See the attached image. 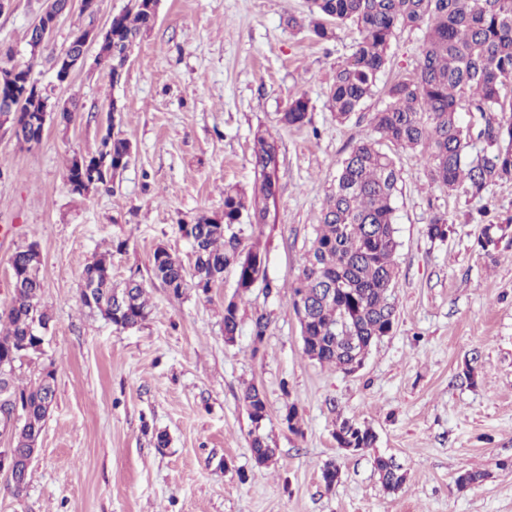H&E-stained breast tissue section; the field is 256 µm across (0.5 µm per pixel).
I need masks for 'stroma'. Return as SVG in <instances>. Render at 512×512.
Returning a JSON list of instances; mask_svg holds the SVG:
<instances>
[{
	"mask_svg": "<svg viewBox=\"0 0 512 512\" xmlns=\"http://www.w3.org/2000/svg\"><path fill=\"white\" fill-rule=\"evenodd\" d=\"M43 3L0 0V68L31 66L52 101L77 114L69 126L49 124L31 149L0 125V310L12 296V253L37 243L52 323L44 355L17 376L26 385L51 365L56 401L25 489L15 492L0 472V512H512V183L481 200L451 195L431 183L418 153L383 143L401 172L397 322L354 373L305 355L289 290L341 159L371 135L387 87L416 67L425 26L397 29L374 94L340 123L329 86L360 34L349 24L320 41L290 27L289 18L308 17V0H160L120 83L90 59L60 87L53 57L73 30L105 27L130 0H99L93 15L72 0L34 54L29 26ZM301 93L310 123L282 126L280 113ZM114 100L133 158L113 190L72 193L67 163L96 150ZM259 131L279 147V193L266 224L244 226L242 244L265 252L273 289L238 295L229 269L209 296L190 289L172 297L152 277L155 248L192 266L179 226L221 212L225 185L252 192ZM485 204L507 231L484 249L481 224L466 215ZM436 215L452 226L441 242L425 234ZM107 250L113 281L135 278L150 297L152 314L139 328L116 329L81 304L83 269ZM231 299L239 331L229 345ZM258 312L270 318L259 345ZM469 358L472 387L459 379ZM250 384L268 407L258 426L241 400ZM291 406L295 430L283 419ZM346 420L370 425L375 446L339 448ZM256 430L277 450L270 464L253 458ZM378 456L405 472L400 490L380 484ZM331 461L340 477L328 487L322 470ZM472 468L485 471L484 481L457 490V473Z\"/></svg>",
	"mask_w": 512,
	"mask_h": 512,
	"instance_id": "1",
	"label": "stroma"
}]
</instances>
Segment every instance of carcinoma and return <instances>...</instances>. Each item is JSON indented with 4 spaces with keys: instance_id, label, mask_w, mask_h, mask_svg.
Here are the masks:
<instances>
[{
    "instance_id": "carcinoma-1",
    "label": "carcinoma",
    "mask_w": 512,
    "mask_h": 512,
    "mask_svg": "<svg viewBox=\"0 0 512 512\" xmlns=\"http://www.w3.org/2000/svg\"><path fill=\"white\" fill-rule=\"evenodd\" d=\"M152 2L143 0L112 17V34L100 41L98 52L111 76L118 74L140 34L155 24ZM423 23L427 32L418 64L388 87V103L372 116V130L379 140L419 152L430 180L448 193L479 197L491 185L512 182V0H310L309 27L318 39L335 37L347 24L361 33L352 54L336 67L329 88L330 106L340 122L371 96L397 28ZM31 69L0 68V94L18 92L22 114L34 119L50 104ZM463 106L483 120L476 135L459 120ZM308 110V98L298 95L279 121L285 127L303 126ZM476 138L485 146L475 153ZM252 157L261 178L258 195L249 198L228 185L222 212L204 213L179 225L192 247V267H185L162 246L155 249L153 276L173 297L180 298L188 289L206 296L223 282L226 269H234L237 278L245 280L252 269L245 260L267 261L259 249L241 247L236 226L245 218L250 225L268 219L267 203L278 193L275 139L256 135ZM131 159L130 141L110 124L97 151L71 159L67 180L78 190L107 189ZM399 180L394 158L378 147V140H361L339 164L302 269L291 285L293 307L302 315L304 353L311 360L341 370L351 359L352 344L393 330L399 277L394 201ZM450 231L448 220L438 215L425 225L432 240L442 241ZM10 263L15 272L12 297L0 312V414L21 401V420L11 435L16 452L28 456L32 440L45 428L47 404L53 403L56 386L39 378L28 387L16 386V370L23 361L9 358L8 351L25 342L30 346L28 359L43 355L47 334L33 336L30 327L36 321L47 326L51 317L42 301L41 259L34 244L16 248ZM81 302L123 330L141 326L152 314L142 283L133 278L121 286L112 282V257L106 253L84 269ZM238 327V304L230 300L224 304V335H237ZM242 403L253 419L265 410L266 398L261 389L249 385ZM335 438L337 444L358 450L377 440L372 428L350 421L340 424ZM250 448L258 463L276 452L260 432L252 434ZM374 468L387 490H398L405 482L390 458L376 457ZM485 477L481 470L464 469L455 484L466 490Z\"/></svg>"
}]
</instances>
